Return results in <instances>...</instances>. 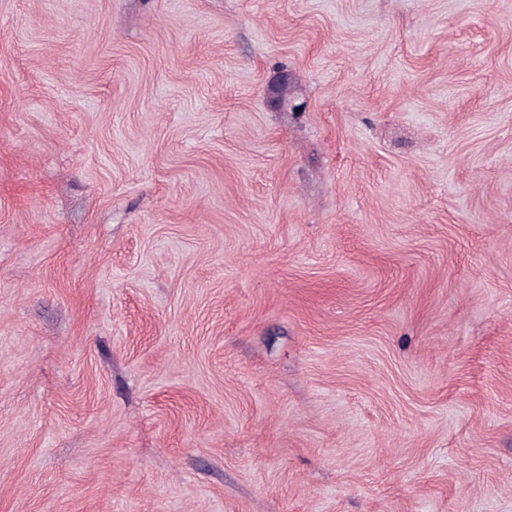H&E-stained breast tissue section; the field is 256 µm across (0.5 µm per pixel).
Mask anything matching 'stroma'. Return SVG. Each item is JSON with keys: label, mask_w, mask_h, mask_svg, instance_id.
<instances>
[{"label": "stroma", "mask_w": 512, "mask_h": 512, "mask_svg": "<svg viewBox=\"0 0 512 512\" xmlns=\"http://www.w3.org/2000/svg\"><path fill=\"white\" fill-rule=\"evenodd\" d=\"M0 512H512V0H0Z\"/></svg>", "instance_id": "1"}]
</instances>
